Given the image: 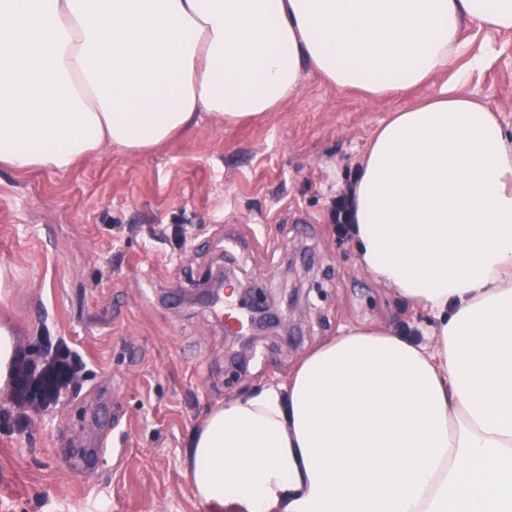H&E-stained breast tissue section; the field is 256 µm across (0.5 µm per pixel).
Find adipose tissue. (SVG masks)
Wrapping results in <instances>:
<instances>
[{"instance_id": "adipose-tissue-1", "label": "adipose tissue", "mask_w": 512, "mask_h": 512, "mask_svg": "<svg viewBox=\"0 0 512 512\" xmlns=\"http://www.w3.org/2000/svg\"><path fill=\"white\" fill-rule=\"evenodd\" d=\"M512 0H0V168L64 173L277 111L311 70L372 99L445 81L372 139L362 269L432 313L425 340L341 331L194 433V496L224 512H512V131L449 74Z\"/></svg>"}]
</instances>
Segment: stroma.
<instances>
[{"label": "stroma", "mask_w": 512, "mask_h": 512, "mask_svg": "<svg viewBox=\"0 0 512 512\" xmlns=\"http://www.w3.org/2000/svg\"><path fill=\"white\" fill-rule=\"evenodd\" d=\"M463 38L452 69L491 45L464 90L512 129V34ZM438 88L372 101L310 74L277 111L206 117L146 154L106 148L66 173L1 168L0 321L19 343L43 328L65 337L87 368L78 395L24 433L0 431V512H224L194 497L184 466L212 408L287 379L341 328L432 327L361 268L327 209L377 129ZM174 225L184 244L152 238ZM219 266L270 295L300 292L252 349L209 308L179 301ZM97 437L111 457L73 472L63 448Z\"/></svg>", "instance_id": "1"}]
</instances>
